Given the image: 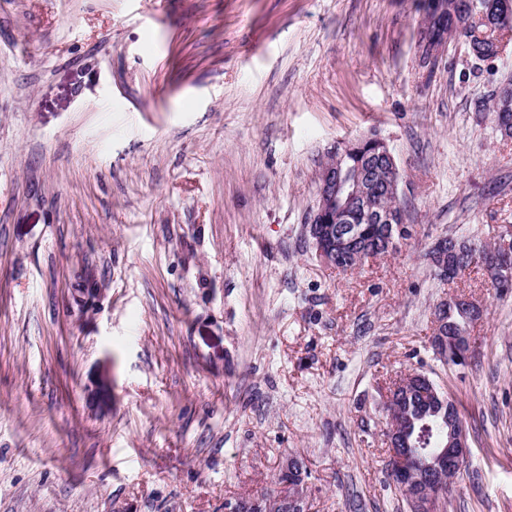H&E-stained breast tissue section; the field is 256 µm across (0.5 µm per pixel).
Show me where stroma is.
<instances>
[{
    "mask_svg": "<svg viewBox=\"0 0 512 512\" xmlns=\"http://www.w3.org/2000/svg\"><path fill=\"white\" fill-rule=\"evenodd\" d=\"M421 2L0 0V512H224L289 453L310 512H409L383 395L412 371L468 429L438 512H512V290L427 256L512 230V42L427 66ZM373 131L412 236L342 273L306 222ZM453 294L485 309L463 367L430 345ZM495 98L500 102L503 109H507L510 103H512V86L510 84L500 86L496 92L495 97H492L488 106L489 111L495 115L498 124L505 125L506 128L504 127V130H506L507 133L512 134V112H506L508 119L507 122H503L502 120L504 116H502L500 113L504 110L501 111V107L495 105ZM500 121L501 123H499Z\"/></svg>",
    "mask_w": 512,
    "mask_h": 512,
    "instance_id": "obj_1",
    "label": "stroma"
}]
</instances>
